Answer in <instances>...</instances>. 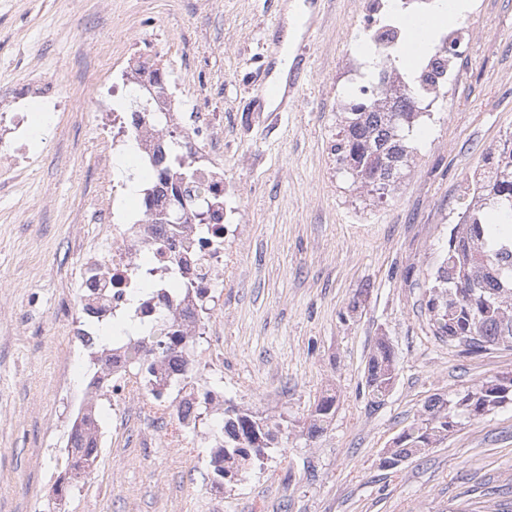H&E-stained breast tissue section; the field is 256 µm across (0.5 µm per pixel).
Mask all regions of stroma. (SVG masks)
<instances>
[{
	"mask_svg": "<svg viewBox=\"0 0 512 512\" xmlns=\"http://www.w3.org/2000/svg\"><path fill=\"white\" fill-rule=\"evenodd\" d=\"M287 2L0 0V95L41 78L63 105L27 139L33 165L0 170V512H512V404L383 464L430 398L512 371V349L470 355L433 336L425 308L466 178L512 134V0H472L476 37L447 107L417 127L382 199L338 173L330 151L363 0H318L313 37L288 41ZM282 45L309 67L297 101L272 112L258 100L260 61ZM136 50L159 59L188 108L222 121L210 157L224 176V309L187 386L287 418L288 437L218 488L207 440L218 418L175 448L142 437L134 400L102 411L106 444L61 510L51 489L67 456L54 424L95 374L64 326L82 246L104 235L95 77L108 64L122 83ZM381 340L395 377L377 404L365 368ZM327 395L335 412L308 437Z\"/></svg>",
	"mask_w": 512,
	"mask_h": 512,
	"instance_id": "stroma-1",
	"label": "stroma"
}]
</instances>
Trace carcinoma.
<instances>
[{
    "instance_id": "cac0c4a2",
    "label": "carcinoma",
    "mask_w": 512,
    "mask_h": 512,
    "mask_svg": "<svg viewBox=\"0 0 512 512\" xmlns=\"http://www.w3.org/2000/svg\"><path fill=\"white\" fill-rule=\"evenodd\" d=\"M439 51V46H433L418 71L394 90L395 111L378 109L374 100L347 103L331 151L351 184L368 188L380 199L394 189L408 167L419 123V113L409 111L410 101L419 99L436 75L430 66ZM166 173L177 178L170 185L176 208L186 205L195 211L208 203L211 189L188 190L194 173L175 151L170 152ZM470 183L471 200L450 229L448 248L430 286L426 308L434 336L463 347L467 354H479L495 347L512 348V136L484 153ZM144 335L162 353L178 341L172 326L166 324L151 326ZM394 374L391 347L381 340L367 367V384L375 398L385 396ZM510 386L512 378L506 385L497 374L470 390L430 400L425 418L403 434L391 454L409 458L428 448L448 434L450 416L463 425L512 404ZM334 404L333 397L318 403L307 428L309 436L324 430ZM281 426L267 417L224 409V441L210 451L213 483L222 485L227 475L242 476L250 465L262 461L268 449L279 443ZM98 455L95 443L77 438L75 448L68 452L69 469L55 485L57 496L67 495L72 480L91 468Z\"/></svg>"
}]
</instances>
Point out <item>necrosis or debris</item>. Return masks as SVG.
I'll return each instance as SVG.
<instances>
[{
  "mask_svg": "<svg viewBox=\"0 0 512 512\" xmlns=\"http://www.w3.org/2000/svg\"><path fill=\"white\" fill-rule=\"evenodd\" d=\"M155 71L148 60L137 61L129 66L127 81L139 90L153 92L157 111L185 125L179 142L182 157L195 168L198 181L212 187L216 201L206 214L208 235L203 239L197 235L191 211L155 222L154 214L168 206L167 199L155 192L150 195L144 220L137 224L122 223L110 205L101 206L112 244L106 247L95 242L83 247L79 271L82 300L78 315L67 324L72 347L87 352L97 366L98 385L76 408L62 414L60 425L68 445L78 433L102 443L100 408L106 404L116 408L129 400L132 364L149 356L150 344L139 335L105 342L101 334L105 326L129 312L142 321L157 318L174 325L184 342L172 347L156 367L152 387L162 391L172 380L188 379L197 368L185 342L201 333V298L215 304L220 301L214 288L224 274V178L213 170L205 154L208 141L216 136L215 127L207 116L181 111L179 100L157 84ZM98 109L112 116V134L100 142L104 160L125 154L132 146L145 160L165 149V140L143 113L110 112L104 99ZM176 281L192 283L193 291H174Z\"/></svg>",
  "mask_w": 512,
  "mask_h": 512,
  "instance_id": "4bbe7bcc",
  "label": "necrosis or debris"
}]
</instances>
